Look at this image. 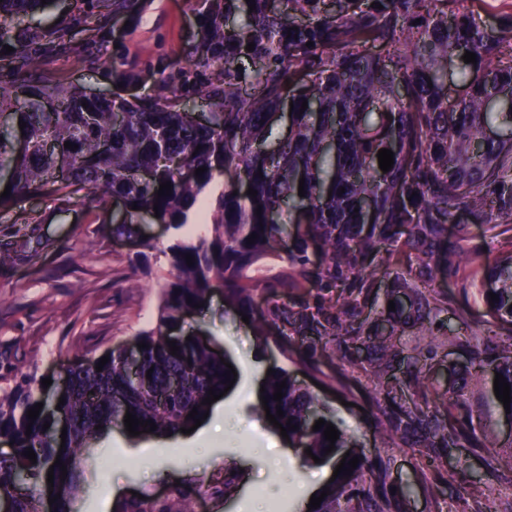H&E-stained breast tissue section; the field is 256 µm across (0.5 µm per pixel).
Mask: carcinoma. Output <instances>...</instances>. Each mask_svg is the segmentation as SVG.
Masks as SVG:
<instances>
[{
    "mask_svg": "<svg viewBox=\"0 0 512 512\" xmlns=\"http://www.w3.org/2000/svg\"><path fill=\"white\" fill-rule=\"evenodd\" d=\"M468 2L281 0L275 10L269 0H250L255 10L244 13L233 39L224 36L218 10L200 23L203 47L224 66V86L209 96L213 110L207 124L166 99H90L79 87L48 81L15 86L0 74V114L12 118L10 130L0 134V173H8L11 184L10 195L0 198V212L22 197L69 199L80 186L98 207L114 197L125 201L120 231L130 238L152 220L177 232L194 216L208 225L206 235H177L169 246L170 279L161 291L157 324L136 337L147 344L140 349L137 376L130 374L119 346L68 366L69 388L57 411L67 420L66 439L44 409L29 423L27 411L44 401L46 388L26 383L0 393V440L14 445L12 454L0 456V495L10 497L12 512H75L74 503L88 490L91 442L124 425L128 412L152 420L154 436L192 427L188 414L194 408L203 417L210 409L204 399L211 389L224 390L228 367L209 344L196 336L188 341L178 331L186 312L205 303L216 287L249 317L258 336L269 334L272 315L315 331L331 323L333 314L342 315L347 324L335 334L341 345L366 323L354 294L376 283L368 266L401 243L421 254V266L384 268L382 278L390 281L386 300L395 303L387 322L403 334L437 313L432 265L448 262V225L462 213L483 224H512V60L501 59L504 49L512 51V0H501L508 11L497 25L482 21ZM44 8L42 0H0V18L20 24ZM251 42L282 67L256 71L255 91L244 97L236 66ZM467 51L476 54V63L464 62ZM297 75L308 83L288 97L293 103L288 135L268 152L264 146L273 135L283 92ZM449 76L466 87L463 95L448 93ZM304 101L308 108L302 112ZM116 110L123 114L118 124ZM20 121L26 127L19 128ZM19 141L25 144L22 151L16 148ZM47 141L68 158L64 169L45 161ZM67 141L75 148L64 147ZM382 148L394 153L386 173L377 157ZM199 167L206 168L200 176L182 175ZM217 173L224 176L219 189L214 188ZM302 177L303 197L298 195ZM165 181L172 189L159 198L156 190ZM243 182L257 195L240 192ZM364 199L371 200V209L360 207ZM284 204L287 224L278 218ZM290 223L298 226L289 260L299 279L292 286L346 288L351 298L337 312L321 307L312 313L306 305L288 312L256 303V292L270 287L259 276L261 262L275 255ZM253 233L257 238L250 244ZM313 243L321 261L308 270ZM485 280L490 284L486 316L512 334V254L496 258ZM491 292L498 301L490 302ZM172 340L179 346L175 355L169 350ZM465 351L471 374L485 378L498 372L512 386V343L473 336ZM106 355L109 361L96 371ZM454 376L455 367H448V398L432 410L435 437L464 403ZM282 381L286 387L277 402L273 393ZM264 388L269 410L261 407L259 413L274 415L281 406L277 421L298 426L287 435L313 456L340 461L343 450L354 447L341 433L335 449L325 453L324 429L315 431L313 425L326 415L287 371L275 370ZM35 446L40 453L33 464L24 452ZM58 455L65 476L54 464ZM364 470L361 459L351 475H338L320 507L310 512H351L353 500L357 512H376L375 496L360 486ZM22 475L26 483L18 488L15 479ZM237 486L236 476L224 480L222 488L208 476H190L168 500L121 496L110 512H194L197 497L222 501ZM50 495L56 497L52 504Z\"/></svg>",
    "mask_w": 512,
    "mask_h": 512,
    "instance_id": "1",
    "label": "carcinoma"
}]
</instances>
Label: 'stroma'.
Here are the masks:
<instances>
[{
    "label": "stroma",
    "instance_id": "obj_1",
    "mask_svg": "<svg viewBox=\"0 0 512 512\" xmlns=\"http://www.w3.org/2000/svg\"><path fill=\"white\" fill-rule=\"evenodd\" d=\"M216 0H127L116 11L107 0H51L55 32L28 41L10 37L0 49V72L20 82L42 79L113 95L169 98L180 110L207 113L204 95L224 82V74L207 62L200 47V20ZM84 190L71 199H23L0 213V387L38 381L63 370L81 355H97L132 341L153 326L160 290L169 278L168 247L173 235L162 224L144 226L147 247L117 232L111 209L84 203ZM448 264L436 273L440 313L423 331L403 336L397 363L381 371L370 333L389 335L380 311L389 289L382 280L365 304L370 318L364 335L346 347L335 339L294 326L281 334L258 337L252 325L214 292L208 305L185 319L183 331L203 333L235 369L259 360L260 387L266 369L282 368L306 388H313L327 417L351 436L356 452L370 465L366 482L383 499L384 512H512V429L493 407L489 383L468 379L464 408L454 432L426 438L409 432L407 440L390 436L392 408L403 404L404 385L414 363L431 368L430 403H438L448 386V368L464 369L461 345L484 334L485 302L481 276L487 263L512 252V224L496 228L472 216L449 225ZM335 288H271L258 294L262 306L298 309L334 305ZM273 424L248 408L233 427L203 447L139 456L126 453V436L110 429L94 445L95 464L81 512H109L115 494L153 493L174 479L202 475L226 461L242 469L243 478L229 512L242 504H261V512H292L299 484L313 471L301 463L283 474L254 451Z\"/></svg>",
    "mask_w": 512,
    "mask_h": 512
}]
</instances>
